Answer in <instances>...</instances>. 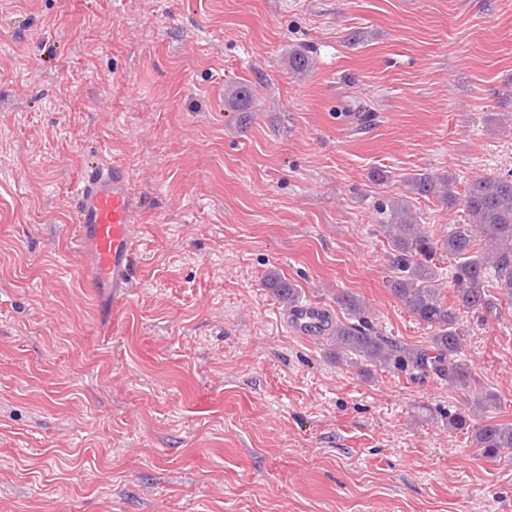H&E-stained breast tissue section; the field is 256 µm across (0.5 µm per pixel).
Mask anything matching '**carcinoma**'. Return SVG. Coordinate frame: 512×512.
Here are the masks:
<instances>
[{"label": "carcinoma", "mask_w": 512, "mask_h": 512, "mask_svg": "<svg viewBox=\"0 0 512 512\" xmlns=\"http://www.w3.org/2000/svg\"><path fill=\"white\" fill-rule=\"evenodd\" d=\"M406 187L418 198H435L464 214L461 223L436 239L408 204L401 201L379 208L378 224L391 249L387 287L419 323L432 329L429 345L412 347L382 335L368 319L364 303L347 293L340 296V304L350 321H333L324 333L336 346L338 362L354 353L375 367L469 389L474 377L463 358L460 311L490 314L499 297L512 302V174L477 176L460 193L451 176L422 172L407 178ZM439 251L455 261L449 281L453 305L448 304L432 263ZM268 287L288 305L300 303L292 282L273 274ZM448 428L471 433L473 446L486 457L512 449L511 424H478L472 411L448 414Z\"/></svg>", "instance_id": "obj_1"}]
</instances>
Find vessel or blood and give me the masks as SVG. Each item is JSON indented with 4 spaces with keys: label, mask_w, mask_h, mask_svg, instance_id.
Listing matches in <instances>:
<instances>
[{
    "label": "vessel or blood",
    "mask_w": 512,
    "mask_h": 512,
    "mask_svg": "<svg viewBox=\"0 0 512 512\" xmlns=\"http://www.w3.org/2000/svg\"><path fill=\"white\" fill-rule=\"evenodd\" d=\"M74 194L72 231L77 246L89 254L82 276L91 287L111 289L113 300H120L131 285L133 226L141 198L122 166L99 161L86 166ZM285 319L293 333L307 337L319 335L327 324L325 308L312 303L297 305Z\"/></svg>",
    "instance_id": "obj_1"
}]
</instances>
